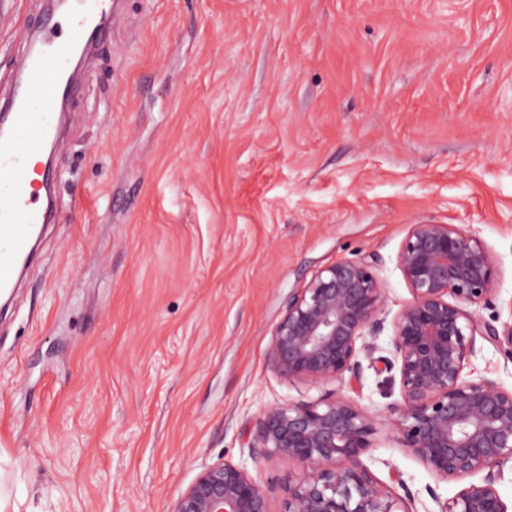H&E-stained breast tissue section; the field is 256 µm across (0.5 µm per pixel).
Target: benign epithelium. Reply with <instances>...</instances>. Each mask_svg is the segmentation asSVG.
Listing matches in <instances>:
<instances>
[{
    "mask_svg": "<svg viewBox=\"0 0 512 512\" xmlns=\"http://www.w3.org/2000/svg\"><path fill=\"white\" fill-rule=\"evenodd\" d=\"M376 262L340 259L319 270L289 301L267 350L281 377L307 383L358 378L360 354L386 321V288ZM396 266L411 294L393 316L392 357L376 371L398 385L393 417L354 399L298 401L266 408L256 421L264 458L298 469L284 512H410L364 463L382 427L439 481L463 483L438 512H512L497 484L512 463V390L467 380L476 337L512 359V323L498 329L470 308L489 303L501 271L473 231L431 220L410 225ZM371 340H366V337ZM480 474L481 482L468 478ZM272 491L231 461L204 466L167 512H272Z\"/></svg>",
    "mask_w": 512,
    "mask_h": 512,
    "instance_id": "obj_1",
    "label": "benign epithelium"
}]
</instances>
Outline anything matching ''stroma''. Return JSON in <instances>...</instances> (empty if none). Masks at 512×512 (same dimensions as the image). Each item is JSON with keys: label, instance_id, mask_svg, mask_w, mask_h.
<instances>
[{"label": "stroma", "instance_id": "1", "mask_svg": "<svg viewBox=\"0 0 512 512\" xmlns=\"http://www.w3.org/2000/svg\"><path fill=\"white\" fill-rule=\"evenodd\" d=\"M0 97L21 65L13 0ZM90 50L55 145L57 220L0 314V469L19 512H166L203 466L260 458L269 406L326 396L388 416L396 396L289 380L267 364L293 295L341 258L396 256L424 218L470 226L502 271L478 318L512 320V0H126ZM463 370L512 389L490 342ZM411 512L436 480L379 433Z\"/></svg>", "mask_w": 512, "mask_h": 512}]
</instances>
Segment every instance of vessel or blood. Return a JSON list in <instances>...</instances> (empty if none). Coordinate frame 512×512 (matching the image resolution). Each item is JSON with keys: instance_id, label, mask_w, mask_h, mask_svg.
<instances>
[{"instance_id": "obj_1", "label": "vessel or blood", "mask_w": 512, "mask_h": 512, "mask_svg": "<svg viewBox=\"0 0 512 512\" xmlns=\"http://www.w3.org/2000/svg\"><path fill=\"white\" fill-rule=\"evenodd\" d=\"M121 20L110 0H77L64 20L43 15L24 18L28 33L20 82L0 103V287L12 288L21 262L30 255L39 225L52 223V205H39L29 188L33 177L49 181L48 169H36L51 134L63 115L60 101L75 90L69 73L72 57L82 42L104 38Z\"/></svg>"}]
</instances>
